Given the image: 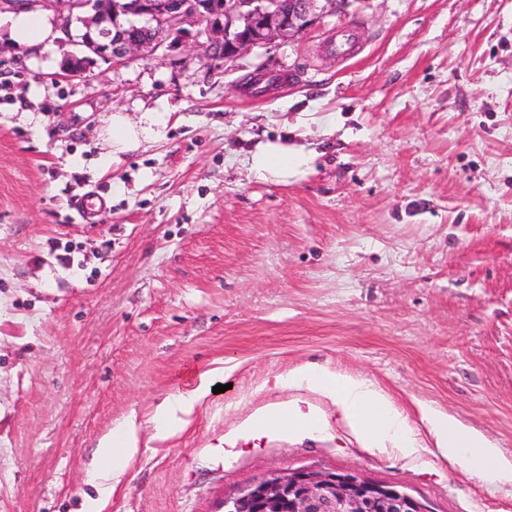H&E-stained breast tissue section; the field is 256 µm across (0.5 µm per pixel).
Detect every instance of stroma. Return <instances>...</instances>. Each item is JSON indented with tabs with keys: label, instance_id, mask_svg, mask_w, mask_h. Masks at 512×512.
<instances>
[{
	"label": "stroma",
	"instance_id": "obj_1",
	"mask_svg": "<svg viewBox=\"0 0 512 512\" xmlns=\"http://www.w3.org/2000/svg\"><path fill=\"white\" fill-rule=\"evenodd\" d=\"M65 53L0 59V512H84L131 417L139 451L103 512H215L306 467L430 512H512V487L433 455L424 418L512 459V0H354L229 63L189 48L63 79ZM153 109L161 139L113 155L112 113ZM278 139L310 162L255 177ZM90 195L105 209L77 210ZM308 365L372 384L422 454L368 451L331 398L288 387ZM204 370L225 392L154 440L155 406ZM281 401L323 427L225 455Z\"/></svg>",
	"mask_w": 512,
	"mask_h": 512
}]
</instances>
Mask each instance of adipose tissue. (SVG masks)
Segmentation results:
<instances>
[{
  "label": "adipose tissue",
  "mask_w": 512,
  "mask_h": 512,
  "mask_svg": "<svg viewBox=\"0 0 512 512\" xmlns=\"http://www.w3.org/2000/svg\"><path fill=\"white\" fill-rule=\"evenodd\" d=\"M7 26L11 38L19 44L51 47L59 34L44 13L19 12L0 17V26ZM165 120L160 112L145 113L139 123H129L121 112H114L109 124V143L113 154L138 147L140 141L161 137ZM307 156L289 149L288 145L266 144L253 156L252 170L257 177L287 174L289 169L307 163ZM288 386L306 387L333 398L345 421L366 443L367 448L383 452L398 451L410 458L421 447L401 415L390 401L365 382L348 376L334 375L317 369L289 374ZM214 385L212 372L198 376L196 386L177 396L165 399L152 416L154 437L166 440L187 423ZM430 431L439 453L496 486H512V460L480 434L461 428L451 417L434 414L429 418ZM138 451L137 428L134 422L118 425L111 438L98 450L100 464L93 474L98 483V498L89 500L87 512H101L105 498L111 496L129 461Z\"/></svg>",
  "instance_id": "obj_1"
}]
</instances>
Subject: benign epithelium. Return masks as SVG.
<instances>
[{
  "instance_id": "obj_1",
  "label": "benign epithelium",
  "mask_w": 512,
  "mask_h": 512,
  "mask_svg": "<svg viewBox=\"0 0 512 512\" xmlns=\"http://www.w3.org/2000/svg\"><path fill=\"white\" fill-rule=\"evenodd\" d=\"M354 0H0V14H53L64 41L79 47L65 56L62 78L84 76L97 60L117 68L161 49L198 47L202 58L232 61L254 48L302 35ZM78 30L75 36L72 31ZM429 512L404 487H384L352 473L302 468L271 471L224 495L218 512Z\"/></svg>"
}]
</instances>
